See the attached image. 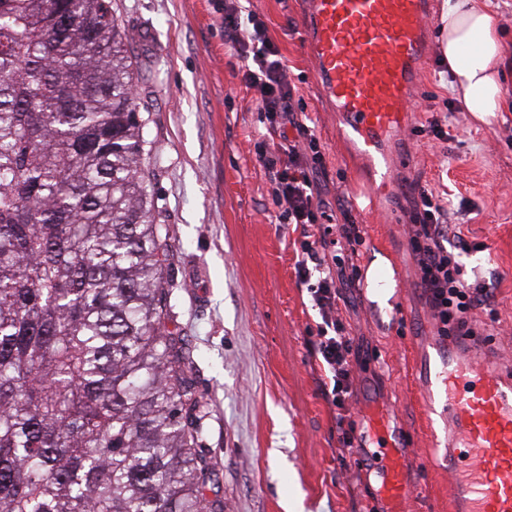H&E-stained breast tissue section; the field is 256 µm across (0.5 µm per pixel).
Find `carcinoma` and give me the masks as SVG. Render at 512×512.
<instances>
[{
	"label": "carcinoma",
	"mask_w": 512,
	"mask_h": 512,
	"mask_svg": "<svg viewBox=\"0 0 512 512\" xmlns=\"http://www.w3.org/2000/svg\"><path fill=\"white\" fill-rule=\"evenodd\" d=\"M128 41L112 0H0V512H222Z\"/></svg>",
	"instance_id": "obj_1"
}]
</instances>
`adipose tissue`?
Instances as JSON below:
<instances>
[{
    "instance_id": "obj_1",
    "label": "adipose tissue",
    "mask_w": 512,
    "mask_h": 512,
    "mask_svg": "<svg viewBox=\"0 0 512 512\" xmlns=\"http://www.w3.org/2000/svg\"><path fill=\"white\" fill-rule=\"evenodd\" d=\"M441 51L465 110L479 116L500 111L512 94L502 77L512 64V49L501 41L498 19L483 0H448Z\"/></svg>"
}]
</instances>
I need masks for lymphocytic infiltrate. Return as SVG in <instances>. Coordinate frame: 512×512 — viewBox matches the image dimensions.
I'll return each mask as SVG.
<instances>
[{"label":"lymphocytic infiltrate","mask_w":512,"mask_h":512,"mask_svg":"<svg viewBox=\"0 0 512 512\" xmlns=\"http://www.w3.org/2000/svg\"><path fill=\"white\" fill-rule=\"evenodd\" d=\"M223 19L227 43L241 62L240 81L264 114L265 139L275 143L262 162L271 175L277 219L305 228L295 272L300 283L307 285L312 307L322 319L314 357L324 374V393L341 409L352 388L353 349L336 310L340 282L355 281L356 272L347 269L344 261L327 262L324 250L332 234L355 242L361 230L354 223L334 225L318 200L315 174L323 154L317 137L297 118L287 67L264 20L242 0H224ZM291 127L297 130V138H288ZM450 232L447 203L431 191L420 190L411 215L409 247L435 332L443 340L474 335L471 314L488 307L491 299L485 284L471 285L463 279L459 256L447 247Z\"/></svg>","instance_id":"1"}]
</instances>
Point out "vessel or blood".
<instances>
[{
  "instance_id": "b4317fda",
  "label": "vessel or blood",
  "mask_w": 512,
  "mask_h": 512,
  "mask_svg": "<svg viewBox=\"0 0 512 512\" xmlns=\"http://www.w3.org/2000/svg\"><path fill=\"white\" fill-rule=\"evenodd\" d=\"M433 29L432 0L304 2L303 50L336 114L338 140L371 161L373 189L391 180L382 144L407 130ZM388 260L389 287L404 301V262L393 251ZM416 384L427 427L448 421V512H512V363L491 357L478 337L456 336ZM368 417L383 441L377 495L385 512H407L410 442L379 412Z\"/></svg>"
}]
</instances>
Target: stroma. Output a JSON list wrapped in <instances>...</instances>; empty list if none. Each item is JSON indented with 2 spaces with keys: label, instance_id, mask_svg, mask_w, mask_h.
Returning <instances> with one entry per match:
<instances>
[{
  "label": "stroma",
  "instance_id": "35a3bbf8",
  "mask_svg": "<svg viewBox=\"0 0 512 512\" xmlns=\"http://www.w3.org/2000/svg\"><path fill=\"white\" fill-rule=\"evenodd\" d=\"M302 0H250L279 46L299 116L324 155L316 174L326 210L360 224L363 241L341 255L368 266L374 242L406 257V309L376 306L361 282L341 286L339 314L352 340L354 385L346 412L325 398L313 355L320 317L295 274L302 226L279 224L259 154L260 115L240 83L215 0H112L131 34L134 103L144 123L151 191L168 230L169 329L194 350L201 399L186 418L217 479L224 512H384L369 456L342 453L344 426L368 432L366 409L387 411L415 442L414 512H448L443 447L427 432L401 357L434 328L408 247L415 187L448 198L468 282L494 288V316L476 311L489 349L512 350V101L477 117L464 110L432 47L413 103L416 124L448 121V138L410 136L414 163L380 202L357 198L365 161L350 164L336 115L318 94L302 50Z\"/></svg>",
  "mask_w": 512,
  "mask_h": 512
}]
</instances>
